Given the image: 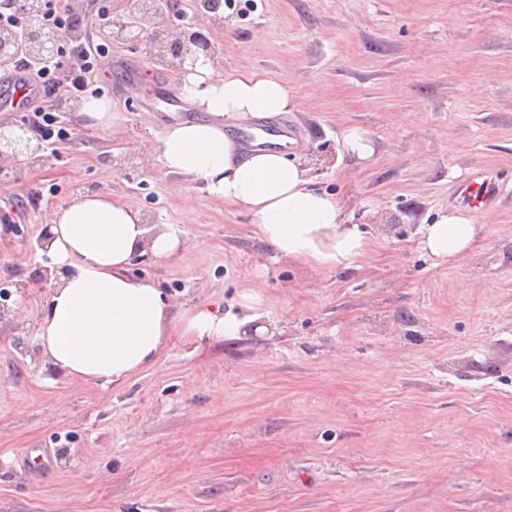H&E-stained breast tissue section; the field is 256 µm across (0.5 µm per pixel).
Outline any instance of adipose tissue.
Listing matches in <instances>:
<instances>
[{"label":"adipose tissue","mask_w":512,"mask_h":512,"mask_svg":"<svg viewBox=\"0 0 512 512\" xmlns=\"http://www.w3.org/2000/svg\"><path fill=\"white\" fill-rule=\"evenodd\" d=\"M181 90L205 121H185L159 141L158 159L171 173L205 181L224 203L251 214L255 233L276 257L322 267H358L368 240L339 199L310 185L305 168L285 152L257 150L239 156L221 117L245 120L290 111L294 97L287 74L237 73L201 57L182 74ZM49 236L50 293L35 341L47 362L86 383H124L156 366L173 336L195 346L236 339L264 319L202 303L179 307L152 283L128 273L132 259L148 252L159 259L181 246L174 224L144 223L138 204L102 194H81L52 211ZM479 227L445 212L420 225V248L441 263L471 252Z\"/></svg>","instance_id":"1"}]
</instances>
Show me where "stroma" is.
Here are the masks:
<instances>
[{"label":"stroma","instance_id":"1","mask_svg":"<svg viewBox=\"0 0 512 512\" xmlns=\"http://www.w3.org/2000/svg\"><path fill=\"white\" fill-rule=\"evenodd\" d=\"M165 21L201 28L225 70L288 71L293 154L370 254L358 271L273 258L248 212L163 168L159 139L204 114L168 105L181 73L150 40L93 27L111 129L72 108L41 162L0 164V512H512V192L474 213L479 245L458 261L434 264L416 236L473 171L512 185V0H175ZM351 126L376 145L366 165L343 154ZM86 192L180 225L179 252L135 257L132 277L236 314L258 293L269 332L173 341L121 385L52 369L36 245Z\"/></svg>","mask_w":512,"mask_h":512}]
</instances>
